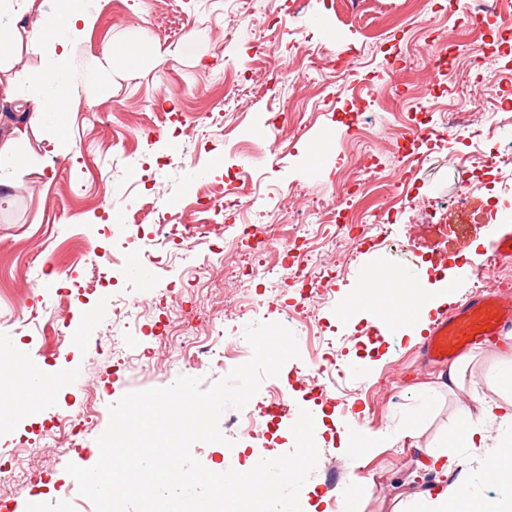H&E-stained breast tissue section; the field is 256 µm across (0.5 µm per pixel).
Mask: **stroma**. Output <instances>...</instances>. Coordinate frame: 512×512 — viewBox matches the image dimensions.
<instances>
[{"label":"stroma","mask_w":512,"mask_h":512,"mask_svg":"<svg viewBox=\"0 0 512 512\" xmlns=\"http://www.w3.org/2000/svg\"><path fill=\"white\" fill-rule=\"evenodd\" d=\"M91 24L74 37L62 81L84 108L65 124L46 114L20 146L25 166L0 188V383L31 386L30 370L66 375L51 401L0 426V494L17 512H96L68 463L93 466L109 407L125 393L170 386L179 376L212 382L245 363L215 354L168 365L162 353L198 335L243 337L248 318L234 314L224 291L246 280L266 305L257 318L295 334L299 358L275 379L292 412L278 437L229 433L233 450L198 443L192 454L213 472L241 469L243 449L275 458L295 447L299 409L324 414L314 432L319 450L343 466L334 493L341 512H393L430 485L418 453L396 440L411 423L421 444L436 446L463 430L457 408L491 397L495 337L472 348L465 390L438 386L441 369L419 339L388 333L372 320L341 322L360 275L380 259L399 279L447 276L448 308L476 291L491 251L486 226L512 165L480 175L479 159L512 143V0L490 7L470 0H72ZM461 35L484 54L476 78L451 42ZM135 37L141 67L114 63L105 50ZM9 76L18 96H45L51 52L22 39ZM440 66L427 67L429 56ZM469 96L481 123L449 129L459 96ZM217 114L208 124V114ZM67 142L49 153L47 138ZM249 139L248 150L237 147ZM420 154L401 167L402 156ZM244 188L247 210L225 208L202 228L192 249L178 242L195 224L198 198L217 201ZM338 201L326 225L307 239L299 229L310 206ZM251 222L273 245L239 258L230 246ZM335 240L336 271L321 303L303 302L284 270V247ZM122 298L131 314L112 312ZM68 324L71 336L58 340ZM324 369L332 402L308 400L300 369ZM81 420L75 446L51 429L57 414ZM380 435L372 452L342 448L345 433ZM469 463L464 502L512 497V479L487 475L480 448L458 449ZM37 472L39 497L19 494L14 477Z\"/></svg>","instance_id":"1"}]
</instances>
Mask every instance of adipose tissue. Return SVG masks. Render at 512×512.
<instances>
[{
    "mask_svg": "<svg viewBox=\"0 0 512 512\" xmlns=\"http://www.w3.org/2000/svg\"><path fill=\"white\" fill-rule=\"evenodd\" d=\"M37 0H0V19H7L13 31L12 36L0 34V64L15 57L14 35H27L33 38L50 37L52 46L57 49L59 61H66L68 40L79 33L81 27L90 22L88 15L77 12L69 6H59L53 18H46L42 9L37 8ZM49 84L56 91L49 98H19L12 83L0 80V103L8 104L10 111L18 114L17 122L5 126L0 131V186L11 187L10 172L20 166L23 158L19 152L20 144L29 131L35 130L42 113L58 111L59 107L74 110L77 105L67 86L61 81L58 71H49L46 75ZM448 301V280H422L415 289L409 290L404 299L399 300L392 309L393 319L398 320L411 336H419L427 328L429 317L442 304ZM491 386L497 387L499 397L495 400H476L474 406L464 407L463 412L471 423L461 436L450 439L447 447L433 449L422 447L421 452L427 459V468L437 475L433 489L422 490L414 495L420 512H452L459 502L456 486L445 483L448 464L453 458L455 447H486L487 436L483 429L485 423L496 422L502 425L512 423V368L502 367L488 377Z\"/></svg>",
    "mask_w": 512,
    "mask_h": 512,
    "instance_id": "obj_1",
    "label": "adipose tissue"
}]
</instances>
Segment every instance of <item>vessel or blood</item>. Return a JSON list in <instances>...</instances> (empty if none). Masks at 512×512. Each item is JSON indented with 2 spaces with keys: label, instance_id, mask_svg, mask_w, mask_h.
<instances>
[{
  "label": "vessel or blood",
  "instance_id": "b4317fda",
  "mask_svg": "<svg viewBox=\"0 0 512 512\" xmlns=\"http://www.w3.org/2000/svg\"><path fill=\"white\" fill-rule=\"evenodd\" d=\"M487 238L492 254L512 260V224H491ZM512 331V293L490 287L471 294L457 310L431 326L421 346L424 354L439 365H447L457 354L493 336Z\"/></svg>",
  "mask_w": 512,
  "mask_h": 512
}]
</instances>
